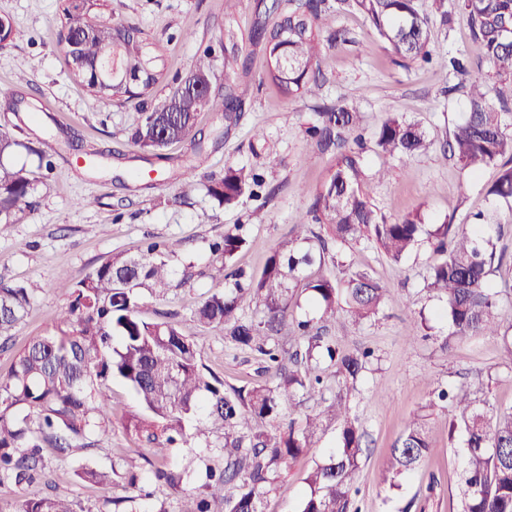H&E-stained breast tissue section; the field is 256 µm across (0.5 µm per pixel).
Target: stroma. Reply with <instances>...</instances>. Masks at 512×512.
I'll use <instances>...</instances> for the list:
<instances>
[{"label":"stroma","instance_id":"obj_1","mask_svg":"<svg viewBox=\"0 0 512 512\" xmlns=\"http://www.w3.org/2000/svg\"><path fill=\"white\" fill-rule=\"evenodd\" d=\"M67 2L0 0V16L9 17L25 33L22 41L0 46V132L20 143L5 163L25 167L36 187L32 209L0 226V279L41 286L25 321L7 347H0L2 378L31 338L52 333L67 307V296L56 288L59 276L80 280L107 258L136 252L155 240L165 243L175 275L163 297H146L142 317L172 314L225 387L264 381L260 355L225 343L223 333L195 322L193 312L207 296L230 288L234 271L260 272L271 247L293 237L295 224H310L328 234V225L315 221L313 203L335 163V152L306 134L322 107L348 103L361 113L362 157L372 176L369 194L388 218L417 210L428 224H465L471 214L493 206L486 190L498 176L497 167L473 176L445 154L467 105L461 93H448L452 76L402 59L357 13L336 16V26L348 31L349 40L323 49L319 95L288 99L265 80L264 44L252 34L256 14L264 9L262 0H110L96 12V19L142 29L164 56L167 70L146 96L95 102L71 80L65 49L56 38ZM432 31L434 45L448 56L473 54L466 16L454 14L451 26L436 23ZM207 49L214 57L212 91L233 89L238 111L228 118L201 113L200 146L173 143L155 154L136 145L131 132L142 112L163 102ZM231 52L245 65L228 74L224 56ZM22 71L28 75L24 83L16 80ZM22 101L37 104L35 118L19 120L14 108ZM393 115L418 123L434 147L391 160L386 176L378 180L373 176L380 164L375 138ZM51 136L56 144L48 171L40 168L34 150ZM83 151L105 153L103 166L87 167L79 158ZM228 166L258 173L263 180L258 196L241 198L230 207L210 196L211 181L222 177ZM186 171L195 189L185 197L180 188ZM85 198L91 199V206H82ZM237 229L247 245L228 264L212 246ZM489 233L504 254L489 280L512 326V224L490 226ZM433 259L427 244L398 264L368 242L336 247L333 275L364 271L389 290L386 306L375 317L357 323L341 312L326 329L341 349L373 353L350 396L352 412L365 433L353 497L358 512H457L463 439L449 437L447 411L437 409L425 418L430 451L418 468L398 478L396 485L380 481L409 417L434 392L464 386L493 410L512 409V356L501 337L462 339L452 349L442 348L448 326L438 314L444 303L424 288ZM420 316L425 325H417ZM110 388V434L66 457L46 451L45 483L67 493L82 512H110L113 498L125 493L121 474L130 469L141 475L151 493L145 501L150 512H177L181 497L198 489L206 464L217 462L222 438L201 431L179 447L146 445L125 427L127 418L140 411L135 394L117 378ZM338 431L337 424H328L279 478L266 512H297L308 471L335 445ZM86 465L115 470L119 476L108 484H90L77 475ZM160 465L191 473L192 478L175 488L155 482L152 470Z\"/></svg>","mask_w":512,"mask_h":512}]
</instances>
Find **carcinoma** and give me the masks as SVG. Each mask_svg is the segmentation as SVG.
<instances>
[{"mask_svg":"<svg viewBox=\"0 0 512 512\" xmlns=\"http://www.w3.org/2000/svg\"><path fill=\"white\" fill-rule=\"evenodd\" d=\"M288 34L269 43L266 23L257 21L253 36L266 44V77L290 98L315 97L321 88L316 76L321 54L322 17L333 11H353L363 16L391 50L413 62L431 63L430 18L420 13L417 0H289ZM432 14L443 25L453 21L448 0H429ZM87 6L64 9L59 43L73 42L69 57L72 78L95 98L142 97L162 77L152 43L140 30L120 22L86 16ZM455 10L467 15L476 58L492 65L493 91L503 107L512 104V0H456ZM24 32L0 17V40L14 42ZM449 73L465 76L470 58L440 59ZM212 73V51L200 55L189 75L207 78ZM462 90L469 111L448 140V151L462 169L476 174L500 165L498 179L487 195L512 210V113L499 112L488 101L485 81L476 77L449 91ZM235 112L231 94L222 97L190 87L173 91L166 100L143 113L132 132L142 148L157 151L174 142H196L198 113ZM361 113L352 105L326 107L315 113L310 127L325 145L336 146V163L318 189L314 207L331 237L297 225L294 239L272 249L257 275L237 274L229 290L208 296L196 309V320L224 333V341L255 350L275 365L271 379L250 387L224 389V379L203 362L201 351L174 322L145 321L139 316L143 291L164 295L173 271L162 259L157 242L136 256H116L73 282L61 277L58 289L70 298L57 319L54 333L39 336L19 352L0 380V483L33 486L42 467V450L67 455L75 448L95 445L91 437L109 433L110 388L120 377L137 395L142 414L130 418L141 440L153 445L186 444L203 428L224 438V466L206 471L204 491L187 494L178 512H264V500L275 490L280 476L311 446L327 418L339 424L336 447L308 473L298 512H351V494L362 453L363 433L351 417L348 397L338 395L325 410L283 422L299 390H321L327 370L338 382L354 383L370 358L366 351H341L327 325L335 322L339 308L358 320L375 316L386 304L387 289L366 272L345 279L326 271L332 244L374 242L398 263L411 252L423 233L436 240L437 258L430 268L426 290L448 304V335L444 345L458 339L507 336L505 317L497 292L488 281L497 252L486 228L502 224L493 209L473 215L470 224H438L425 231L416 212L388 219L373 204L366 190L361 152L345 147L346 135L359 128ZM432 146L426 131L399 116L387 118L379 128L377 154L388 162L411 157ZM262 186L258 175L228 167L209 192L226 206ZM34 184L28 171L0 165V224L14 223L17 212L33 206ZM247 244L241 234L224 235L215 250L224 263ZM301 288L316 306V316L297 321L301 341L292 351L280 348L276 334L294 317L289 292ZM38 285L0 280V345L6 346L27 313ZM259 305L257 320H244L240 312ZM446 403L450 430L465 433L464 463L459 512H512V412L495 413L477 404L464 387L441 391L426 408ZM266 422L270 429H255ZM429 450L422 416L408 420L403 435L391 449L382 482L416 469ZM18 512H74L73 503L56 490L31 492Z\"/></svg>","mask_w":512,"mask_h":512,"instance_id":"obj_1","label":"carcinoma"}]
</instances>
